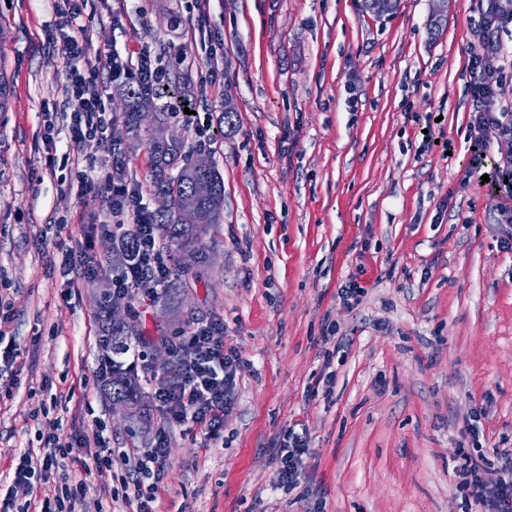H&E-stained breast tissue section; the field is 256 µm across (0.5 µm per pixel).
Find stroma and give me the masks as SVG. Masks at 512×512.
Instances as JSON below:
<instances>
[{
  "label": "stroma",
  "instance_id": "obj_1",
  "mask_svg": "<svg viewBox=\"0 0 512 512\" xmlns=\"http://www.w3.org/2000/svg\"><path fill=\"white\" fill-rule=\"evenodd\" d=\"M362 4L212 0L201 22L191 0H76L92 50L146 45L182 74L192 112L168 131L224 179L208 267L171 249L176 306L125 300L130 346L220 319L239 358L222 442L189 423L170 430L156 512H476L459 447L512 448V251L486 187L466 176L478 0H399L381 18ZM48 22L66 23L56 0H0L13 84L0 112V499L45 419L82 461L99 417L116 452L76 475L89 512H127L110 491L132 468L126 449L154 447L157 424L113 409L97 380L116 219L109 188L83 203L62 182L69 169L45 164V126L67 150L70 97L66 60L42 45ZM154 132L144 120L138 141L118 136L83 166L102 178L122 158L125 184L156 209ZM67 248L101 272L63 277ZM351 279L365 289L355 307L338 296ZM291 428L312 454L305 482L283 492L276 448Z\"/></svg>",
  "mask_w": 512,
  "mask_h": 512
}]
</instances>
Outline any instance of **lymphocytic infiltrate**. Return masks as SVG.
Masks as SVG:
<instances>
[{
    "instance_id": "f902f5d3",
    "label": "lymphocytic infiltrate",
    "mask_w": 512,
    "mask_h": 512,
    "mask_svg": "<svg viewBox=\"0 0 512 512\" xmlns=\"http://www.w3.org/2000/svg\"><path fill=\"white\" fill-rule=\"evenodd\" d=\"M484 2L482 26L467 47L473 146L468 171L489 176V196L500 221L511 225L512 109H505L500 103V74L484 67L486 56L505 53L501 35L507 30L508 19L499 7V0ZM44 42L49 48H61L70 63L67 74L71 87L69 138L72 145L84 151L108 148L114 140L112 125L104 112L107 93L98 82L100 71H109L116 79L133 74L150 85H160L165 80L163 69L155 66L147 47L133 57L108 50L99 54L96 64L87 63L81 68L76 61L88 55V37L70 36L60 40L49 28L44 32ZM111 189L118 212L131 214L141 227L138 249L143 274L119 276L118 285L123 292L143 299L149 288L161 287L167 281L170 255L152 230L151 215L143 203L141 189L116 183ZM177 358L185 381L175 389L155 385L153 399L161 412L157 444L135 452L133 477L122 483V500L135 505V512H155L153 504L157 499L168 429L190 422L201 427L209 440H219L224 433V418L232 404L237 356L224 348L223 321L211 320L190 330L178 349ZM311 453L306 434L288 433L278 451L280 488L290 491L299 486L305 460ZM459 455L461 483L470 489L481 512H512V448L496 449L498 464L494 467L484 453L475 454L463 448ZM65 456V450L51 442L45 444L40 457L22 455L14 472V492L0 501V512H29L27 505L17 504L16 491L54 474Z\"/></svg>"
}]
</instances>
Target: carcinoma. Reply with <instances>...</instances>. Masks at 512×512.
<instances>
[{
    "label": "carcinoma",
    "instance_id": "obj_1",
    "mask_svg": "<svg viewBox=\"0 0 512 512\" xmlns=\"http://www.w3.org/2000/svg\"><path fill=\"white\" fill-rule=\"evenodd\" d=\"M398 0H366V8L378 16L390 14L396 10ZM172 93L187 101L184 88L174 83L168 85L165 91H148L142 86L131 83L127 87L124 102V128L127 134L135 138L140 132V104L144 100L161 98L165 93ZM152 160L153 176L150 192L159 202L153 212L154 226L160 239L167 245L189 246L201 243V236L209 227L220 222L224 210V183L219 171L215 168L206 174H196L192 171L190 153L185 150L181 137L170 136L165 139L154 137L149 142ZM209 185V192L203 194L199 185ZM192 203L197 212V223L183 224L180 221V210L186 203ZM139 234L138 225L129 228L116 225L112 232V244L116 249L126 254L124 270L137 271L135 264V248ZM130 327L126 324L114 323L104 319L102 324L101 347L116 356L123 353L128 346ZM176 362L156 366L151 365L143 370V375L135 373L122 362H114L112 371L105 379V386L114 398H122L133 404H139L145 397L141 378L148 380L159 379L165 384H177Z\"/></svg>",
    "mask_w": 512,
    "mask_h": 512
}]
</instances>
